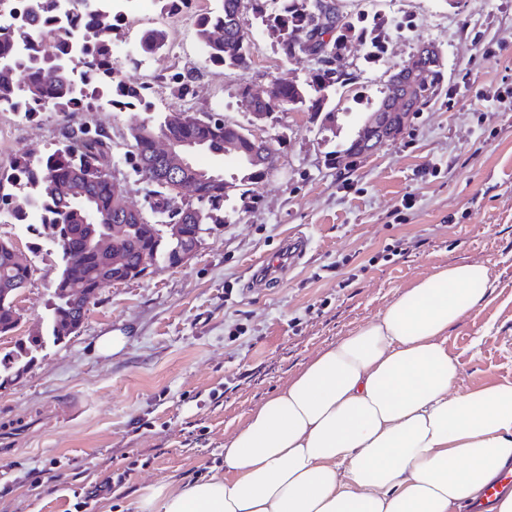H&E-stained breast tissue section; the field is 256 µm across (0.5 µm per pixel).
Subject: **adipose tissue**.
Segmentation results:
<instances>
[{"label": "adipose tissue", "instance_id": "obj_1", "mask_svg": "<svg viewBox=\"0 0 512 512\" xmlns=\"http://www.w3.org/2000/svg\"><path fill=\"white\" fill-rule=\"evenodd\" d=\"M480 263L437 269L323 351L224 448V471L149 487L139 512H461L512 464V384L457 390L448 330Z\"/></svg>", "mask_w": 512, "mask_h": 512}]
</instances>
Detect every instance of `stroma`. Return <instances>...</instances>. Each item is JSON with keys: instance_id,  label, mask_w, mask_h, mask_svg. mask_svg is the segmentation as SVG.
<instances>
[{"instance_id": "35a3bbf8", "label": "stroma", "mask_w": 512, "mask_h": 512, "mask_svg": "<svg viewBox=\"0 0 512 512\" xmlns=\"http://www.w3.org/2000/svg\"><path fill=\"white\" fill-rule=\"evenodd\" d=\"M209 5L186 0L164 19L169 43L154 56L135 49L141 25H119L114 42L130 48L120 77L145 85V104L73 120L109 133L112 173L145 213L146 191L125 160L129 129L145 115L220 112L271 139L278 166L247 194L230 191L223 224L187 266L161 263L101 288L78 332L46 341L0 390V435L14 438L0 449V512H136L146 487L212 475L253 411L442 266L481 262L493 279L487 303L448 332L458 386L512 382V0H339L355 27H376L378 56L349 38L324 112L276 110L259 125L241 103V79L304 85L316 64L287 60L244 0L251 68L241 77L212 65L192 23ZM424 44L442 54V92L371 156L329 167L328 154L349 145L384 97L389 70ZM175 73L193 75V95H176ZM63 125L58 112H0V171L51 153ZM299 235L303 256L252 287L261 260ZM0 238L30 265L21 337L48 321L61 252L38 224L1 221ZM105 336L123 343L102 353ZM15 337L0 338V355Z\"/></svg>"}]
</instances>
